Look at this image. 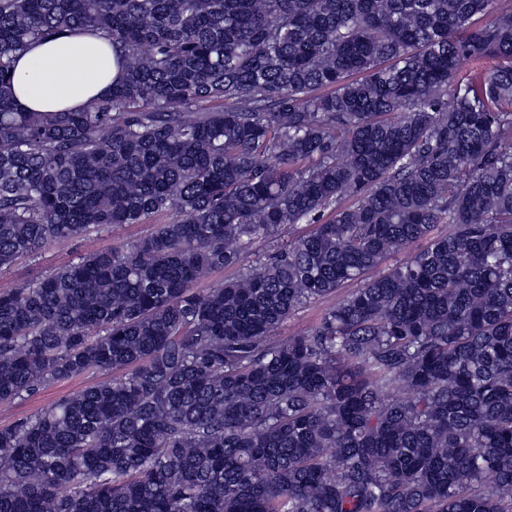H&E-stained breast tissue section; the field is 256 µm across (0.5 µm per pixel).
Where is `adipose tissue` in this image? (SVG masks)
Wrapping results in <instances>:
<instances>
[{
  "label": "adipose tissue",
  "instance_id": "adipose-tissue-1",
  "mask_svg": "<svg viewBox=\"0 0 512 512\" xmlns=\"http://www.w3.org/2000/svg\"><path fill=\"white\" fill-rule=\"evenodd\" d=\"M121 78L102 35L75 32L33 42L14 68V96L28 112H64L108 94Z\"/></svg>",
  "mask_w": 512,
  "mask_h": 512
}]
</instances>
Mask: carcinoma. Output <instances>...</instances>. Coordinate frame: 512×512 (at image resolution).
Segmentation results:
<instances>
[{
	"mask_svg": "<svg viewBox=\"0 0 512 512\" xmlns=\"http://www.w3.org/2000/svg\"><path fill=\"white\" fill-rule=\"evenodd\" d=\"M76 29L121 80L20 109ZM159 215L0 288L1 410L112 374L0 428V512H512V7L0 0V270ZM121 78L110 43L76 31L33 42L14 68V96L26 112H64L104 97ZM168 220V216H159L148 224L116 226L90 237L53 242L37 258H22L10 270L0 274V284L35 281L58 266L77 262L87 252L130 244L149 234L154 227L152 224H165ZM305 228L304 224L299 225L296 231L286 228L276 236L258 240L252 251L243 256L242 263L245 265H253L259 260L267 259L269 256L273 255L284 242L294 236V234L303 231ZM354 288H357L356 283L348 284L339 293L332 294L301 309L281 327L278 331L279 336L286 338L310 331L318 323L324 311L336 302V299L348 294Z\"/></svg>",
	"mask_w": 512,
	"mask_h": 512,
	"instance_id": "obj_1",
	"label": "carcinoma"
}]
</instances>
